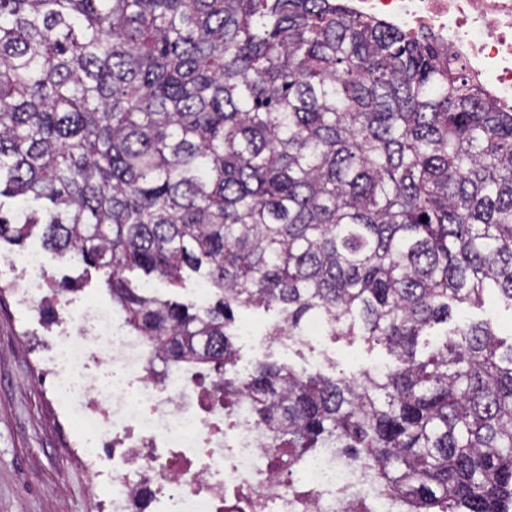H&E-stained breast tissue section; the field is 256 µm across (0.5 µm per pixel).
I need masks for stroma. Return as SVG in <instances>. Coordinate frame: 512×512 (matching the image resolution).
Segmentation results:
<instances>
[{
	"label": "stroma",
	"instance_id": "stroma-1",
	"mask_svg": "<svg viewBox=\"0 0 512 512\" xmlns=\"http://www.w3.org/2000/svg\"><path fill=\"white\" fill-rule=\"evenodd\" d=\"M35 260L52 285L45 311H27L9 293L0 297V512H105L112 490L91 489L69 432L58 421L44 367L65 309L74 304L108 307L112 295L102 273L45 250L36 234L17 243L0 242V285ZM66 280L73 290L57 292L56 284ZM275 320V313L261 310L238 314V324L256 328L253 336L236 339L239 369L268 361L358 377L391 360L383 346L359 338L319 336L304 344L267 338L264 331Z\"/></svg>",
	"mask_w": 512,
	"mask_h": 512
}]
</instances>
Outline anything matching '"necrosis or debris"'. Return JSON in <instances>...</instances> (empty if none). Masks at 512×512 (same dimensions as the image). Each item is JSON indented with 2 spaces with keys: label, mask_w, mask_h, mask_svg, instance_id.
Instances as JSON below:
<instances>
[{
  "label": "necrosis or debris",
  "mask_w": 512,
  "mask_h": 512,
  "mask_svg": "<svg viewBox=\"0 0 512 512\" xmlns=\"http://www.w3.org/2000/svg\"><path fill=\"white\" fill-rule=\"evenodd\" d=\"M349 8L434 37L469 77L512 108V0H348ZM45 371L60 409H77L108 512H406L355 463L324 449L292 480L266 449L247 399L232 420L204 408L194 381L151 373L147 337L112 308H71Z\"/></svg>",
  "instance_id": "4bbe7bcc"
}]
</instances>
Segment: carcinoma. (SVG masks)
Segmentation results:
<instances>
[{
  "label": "carcinoma",
  "instance_id": "carcinoma-1",
  "mask_svg": "<svg viewBox=\"0 0 512 512\" xmlns=\"http://www.w3.org/2000/svg\"><path fill=\"white\" fill-rule=\"evenodd\" d=\"M1 197L0 241L102 270L156 379L209 368L226 415L246 394L287 475L337 448L412 512H512V341L454 317L512 309V111L432 38L342 0H0ZM252 309L392 365L241 377ZM204 278L199 274L188 273L178 287L170 285L167 281L156 276H140L137 285L145 288H152L157 294L166 298L178 299L182 302H196L201 304L207 299V294L202 296L200 289L203 288Z\"/></svg>",
  "mask_w": 512,
  "mask_h": 512
}]
</instances>
